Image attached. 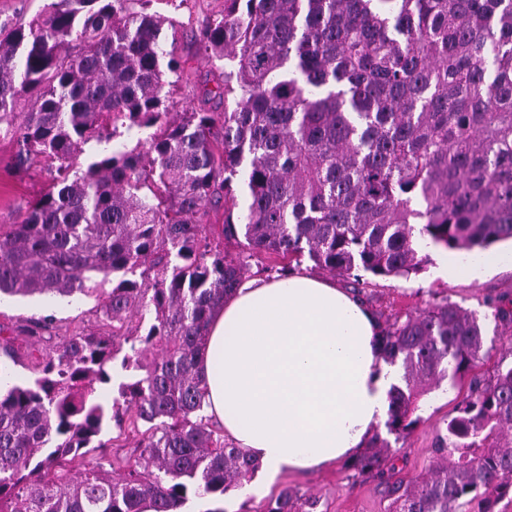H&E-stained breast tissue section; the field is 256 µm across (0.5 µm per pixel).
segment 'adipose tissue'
<instances>
[{
	"instance_id": "1",
	"label": "adipose tissue",
	"mask_w": 512,
	"mask_h": 512,
	"mask_svg": "<svg viewBox=\"0 0 512 512\" xmlns=\"http://www.w3.org/2000/svg\"><path fill=\"white\" fill-rule=\"evenodd\" d=\"M198 358L205 410L261 468L263 480L357 454L388 417L400 370L357 298L294 274L243 281L211 318Z\"/></svg>"
}]
</instances>
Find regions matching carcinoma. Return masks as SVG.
<instances>
[{
	"label": "carcinoma",
	"mask_w": 512,
	"mask_h": 512,
	"mask_svg": "<svg viewBox=\"0 0 512 512\" xmlns=\"http://www.w3.org/2000/svg\"><path fill=\"white\" fill-rule=\"evenodd\" d=\"M153 0H50L30 20L0 21V125L14 168L37 158L48 189L0 230V298L91 295L107 283L97 332L31 317L0 328V512H175L220 498L259 463L203 415L196 359L212 315L247 262L287 276L289 260L350 275L422 270V248L469 254L512 240V0H224L195 32L224 60L207 95L224 111L169 95L181 63L172 21ZM149 129L132 149L79 161L118 126ZM244 177L248 206L235 212ZM224 203L220 241L205 234ZM151 315L129 326L133 314ZM24 337L40 354L10 384ZM485 345L475 311L445 301L384 329L403 368L389 432L419 421L442 383H467L436 436L439 462L387 483V512H496L512 500V364L476 372ZM112 387V402L96 395ZM141 435L112 475L104 426ZM384 476V449L353 464ZM285 488L264 512H317Z\"/></svg>",
	"instance_id": "carcinoma-1"
}]
</instances>
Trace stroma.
Segmentation results:
<instances>
[{
    "label": "stroma",
    "instance_id": "35a3bbf8",
    "mask_svg": "<svg viewBox=\"0 0 512 512\" xmlns=\"http://www.w3.org/2000/svg\"><path fill=\"white\" fill-rule=\"evenodd\" d=\"M154 9L172 20L177 29V48L183 72L172 93V111H182L188 103L203 110L223 111V102L206 97L205 92L214 88L224 64L204 60L194 32L202 21L223 13L224 0H156ZM14 152L11 134L0 127V225L13 223L17 214L42 194L47 181L45 173L36 165L28 172L14 173L11 169ZM428 255L424 269L407 278L381 279L365 275L357 280L323 270L306 258L302 259L299 269L359 294L383 325L397 319L405 320L407 316L444 301L477 312L484 318L487 340L493 343L482 370L492 373L500 360L512 355V330L498 327L490 317L494 305L512 300V262L481 269L471 277L447 279L438 276V268L445 263L463 262V254L432 248ZM96 309L97 301L92 296H77L63 307L47 298H12L0 303V327L9 331L27 318L51 314L65 328L92 330L98 324ZM459 399L455 391L432 392L419 413L418 424L399 440H390L386 427L375 430L372 444L389 440V461L394 464L399 477L411 481L431 470L436 462L433 448L437 430L453 414ZM286 487L301 495L318 497L319 512H386L389 503L384 484L372 476L356 477L348 459L309 474L283 471L261 498L241 497L236 488L231 494L242 499L238 512H263L268 499Z\"/></svg>",
    "mask_w": 512,
    "mask_h": 512
}]
</instances>
